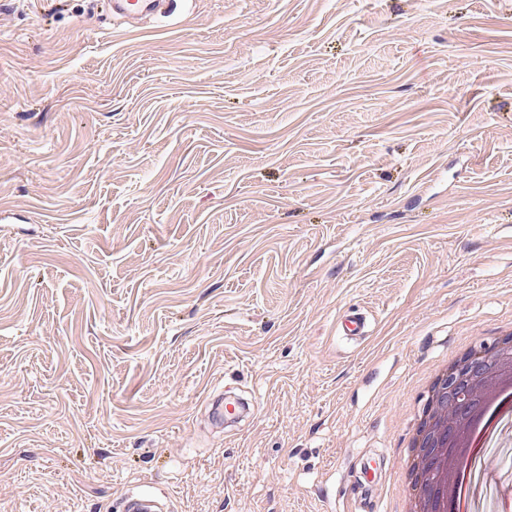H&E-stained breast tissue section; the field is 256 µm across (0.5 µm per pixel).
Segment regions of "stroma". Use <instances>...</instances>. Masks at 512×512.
I'll list each match as a JSON object with an SVG mask.
<instances>
[{"mask_svg": "<svg viewBox=\"0 0 512 512\" xmlns=\"http://www.w3.org/2000/svg\"><path fill=\"white\" fill-rule=\"evenodd\" d=\"M507 320L512 0H0V512H394L426 377ZM103 9L111 14L112 19L124 28L131 30L138 27L143 18L167 13L170 4L167 0H99ZM339 331L351 338H361L367 336L368 324L365 317L356 311H345L339 318ZM169 511L159 507L158 500L153 495L135 492L123 504V512H158Z\"/></svg>", "mask_w": 512, "mask_h": 512, "instance_id": "obj_1", "label": "stroma"}]
</instances>
